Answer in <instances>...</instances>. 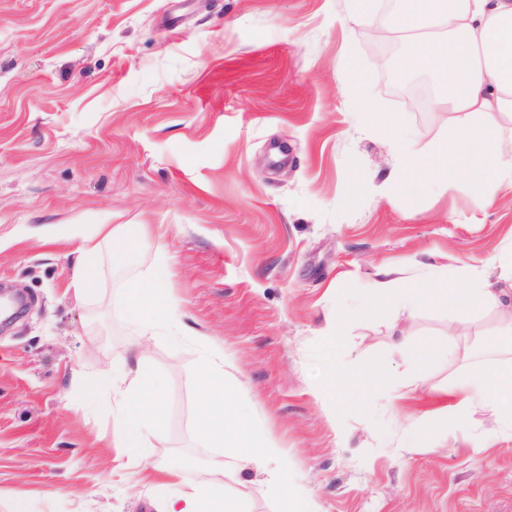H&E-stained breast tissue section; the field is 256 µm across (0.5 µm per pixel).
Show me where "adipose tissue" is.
I'll return each mask as SVG.
<instances>
[{"instance_id": "ef3b65f1", "label": "adipose tissue", "mask_w": 512, "mask_h": 512, "mask_svg": "<svg viewBox=\"0 0 512 512\" xmlns=\"http://www.w3.org/2000/svg\"><path fill=\"white\" fill-rule=\"evenodd\" d=\"M389 34L408 40V70H427L443 76L445 90L431 100L435 111L454 114L458 135L454 144L436 142L424 157L401 156L402 168L433 175L448 163L460 165L470 184L489 194L500 181L512 179V140H502L486 121L499 113L512 117V0H396L395 9L384 23ZM148 225H100L96 237L85 239L75 261L72 288L75 295L95 291L100 280L91 259L105 244L129 245L144 240ZM470 282L464 294L466 306L475 310L511 309L512 289L485 284L476 268L465 273ZM128 320L142 335L179 325V302L171 289L157 284L128 289L124 298ZM478 343H463L457 351L470 359V372L448 390L452 408L422 413L405 429L404 447L417 445L424 428L443 429L449 412L464 417L484 413L497 427L512 430V402L503 394L512 391V364L487 370L476 363ZM136 375L117 389L112 405V432L116 447L128 463L140 461V450L150 435L166 425L161 388L145 352L135 354ZM232 359L224 347L205 342L198 373L197 397L200 437L259 467H268V490L277 512H317L308 492L292 476L288 452L274 440L260 436L250 416L241 413L246 390L232 380L228 371ZM178 467L159 470L156 486L163 492V512H241L238 500L229 496L224 484L201 476L188 489L174 491Z\"/></svg>"}]
</instances>
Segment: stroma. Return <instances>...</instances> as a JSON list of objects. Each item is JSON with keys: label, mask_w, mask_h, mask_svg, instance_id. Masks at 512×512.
Instances as JSON below:
<instances>
[{"label": "stroma", "mask_w": 512, "mask_h": 512, "mask_svg": "<svg viewBox=\"0 0 512 512\" xmlns=\"http://www.w3.org/2000/svg\"><path fill=\"white\" fill-rule=\"evenodd\" d=\"M345 15V0H0V287L26 304L0 327V512H161L157 469L179 466L184 487L221 477L223 449L195 432L201 336L232 356L243 411L287 449L318 512H512V433L481 412L399 445L469 368L442 356L457 328L479 337L480 362L504 358L493 343L512 312L458 294L468 266L512 286L495 261L512 248V182L485 202L452 167L404 190L383 125L415 136L416 154L457 126L392 90ZM101 224L150 237L103 246L100 286L78 298L77 250ZM160 252L183 331L144 341L121 301ZM382 266L422 298L411 315L377 303L347 322L335 363L393 385L356 409L340 396V432L317 395L324 338ZM140 345L167 427L130 478L111 380ZM417 370L423 384L405 389ZM85 379L101 382L88 402ZM266 479L240 462L229 490L245 512H272Z\"/></svg>", "instance_id": "1"}]
</instances>
